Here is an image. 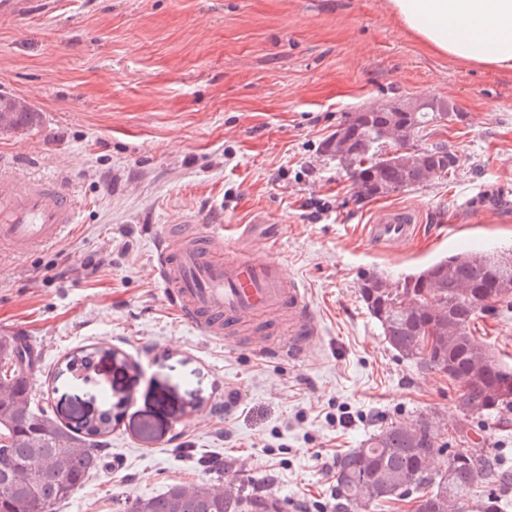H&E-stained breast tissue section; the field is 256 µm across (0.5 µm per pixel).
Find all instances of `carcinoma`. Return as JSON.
I'll use <instances>...</instances> for the list:
<instances>
[{
	"mask_svg": "<svg viewBox=\"0 0 512 512\" xmlns=\"http://www.w3.org/2000/svg\"><path fill=\"white\" fill-rule=\"evenodd\" d=\"M17 130L39 120L30 108L7 113ZM460 118L449 103L430 98L412 112L408 101L369 107L348 116L322 143L352 179L360 199L400 193L455 171L457 158L447 143L421 145L427 129ZM359 294L389 346L423 369L448 375L459 399L476 416L512 413V369L473 340L471 324L512 299V254L467 251L440 258L391 280L366 275ZM101 350L81 349L65 360V370H93ZM41 357L30 340L0 336V512H55L96 472L100 446L112 434L120 403L72 427L32 398L30 376ZM448 452L441 468H427L429 456ZM482 448L436 447L426 422L395 424L353 448L336 463L334 512H358L375 504L388 508L414 496V512H458L465 500L473 512H502L496 473ZM128 512H282L278 499L202 483L172 484L156 496L140 497Z\"/></svg>",
	"mask_w": 512,
	"mask_h": 512,
	"instance_id": "obj_1",
	"label": "carcinoma"
}]
</instances>
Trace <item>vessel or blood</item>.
Listing matches in <instances>:
<instances>
[{
	"label": "vessel or blood",
	"instance_id": "b4317fda",
	"mask_svg": "<svg viewBox=\"0 0 512 512\" xmlns=\"http://www.w3.org/2000/svg\"><path fill=\"white\" fill-rule=\"evenodd\" d=\"M79 213L59 178L0 173V251L25 255L59 240ZM420 230L413 212L389 208L367 225L376 244L398 245ZM155 272L180 317L206 336L240 331L262 339L272 356L301 359L320 323L304 286L267 251L225 243L220 225H199L181 239L163 235L155 246Z\"/></svg>",
	"mask_w": 512,
	"mask_h": 512
}]
</instances>
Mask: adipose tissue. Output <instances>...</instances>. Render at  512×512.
Wrapping results in <instances>:
<instances>
[{
	"label": "adipose tissue",
	"instance_id": "1",
	"mask_svg": "<svg viewBox=\"0 0 512 512\" xmlns=\"http://www.w3.org/2000/svg\"><path fill=\"white\" fill-rule=\"evenodd\" d=\"M387 7L434 52L512 71V0H387Z\"/></svg>",
	"mask_w": 512,
	"mask_h": 512
}]
</instances>
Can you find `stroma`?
I'll use <instances>...</instances> for the list:
<instances>
[{
	"label": "stroma",
	"mask_w": 512,
	"mask_h": 512,
	"mask_svg": "<svg viewBox=\"0 0 512 512\" xmlns=\"http://www.w3.org/2000/svg\"><path fill=\"white\" fill-rule=\"evenodd\" d=\"M0 93L42 115L0 134V170L65 178L81 206L57 243L0 256V335L34 342L33 396L60 420L121 405L98 471L57 512H126L174 483L258 492L269 474L287 512H328L340 454L422 419L437 442L489 450L512 512V424L464 417L457 385L399 357L358 293L368 272L512 249V72L431 51L386 0H29L0 18ZM429 95L461 115L435 133L454 176L356 198L323 140L349 113ZM394 206L419 235L371 244L366 224ZM190 218L303 282L321 326L303 358L182 322L153 245ZM471 331L512 365V309ZM83 347L106 352L89 380L57 376Z\"/></svg>",
	"instance_id": "obj_1"
}]
</instances>
